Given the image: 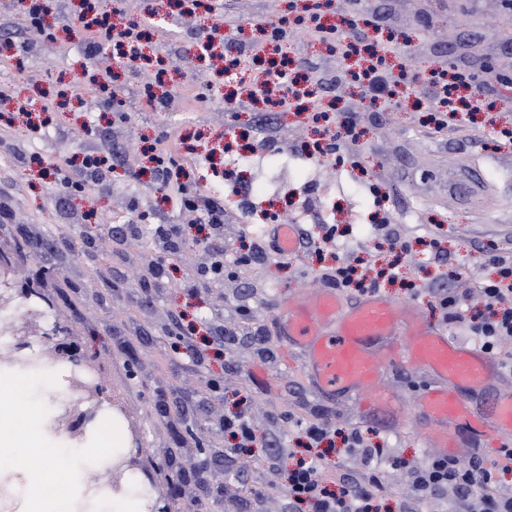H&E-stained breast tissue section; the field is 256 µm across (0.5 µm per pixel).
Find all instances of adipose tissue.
<instances>
[{
  "instance_id": "adipose-tissue-1",
  "label": "adipose tissue",
  "mask_w": 512,
  "mask_h": 512,
  "mask_svg": "<svg viewBox=\"0 0 512 512\" xmlns=\"http://www.w3.org/2000/svg\"><path fill=\"white\" fill-rule=\"evenodd\" d=\"M44 420L41 402L0 400V460L17 458L23 478L15 482L14 488L26 512H56L54 499L42 494V484L53 483L60 491L71 493L80 483L79 459H72L65 469L57 466V459L66 456L67 451L49 446Z\"/></svg>"
}]
</instances>
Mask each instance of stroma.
Segmentation results:
<instances>
[{"label": "stroma", "instance_id": "35a3bbf8", "mask_svg": "<svg viewBox=\"0 0 512 512\" xmlns=\"http://www.w3.org/2000/svg\"><path fill=\"white\" fill-rule=\"evenodd\" d=\"M47 6L51 34L46 37L29 28L19 0L0 5V37L11 41L20 59L15 67L0 62V201L11 212L9 222L0 223V244L16 248L29 229L64 242L87 240L84 251L67 255L61 272L43 278L41 292L48 317L68 323L86 356L100 366L113 399L125 408L127 415L116 426L126 451L139 455L143 482L167 491L172 466L202 460L207 488L195 486L172 497L171 512H288L284 453L272 458L260 446L233 466L224 464L228 442L213 415L237 411L243 403L259 435L276 440L284 451L296 445L297 419L323 415L337 427L361 429L388 456L425 462L432 445L414 422L392 431L350 405L325 402L310 386L301 359L271 330L277 297L325 287L323 275L335 259L320 261L302 251L241 265L243 231L263 219L228 210L224 236L213 243L224 253V279L187 296L181 283L195 277L201 258L193 245L200 236L193 215L163 197L151 175L135 177L129 168L141 165L144 150L175 132L197 147L219 133L243 134L262 163L233 170V179L247 191L266 189L272 211L299 218L301 229L310 232L354 217L344 250L363 260L366 276L393 259L367 239L368 225H395L415 242V264L402 275L416 279L420 297L396 284L380 292L414 300L423 322L442 326L426 295L440 276L426 240L440 238L450 256L466 258L475 279L491 274L492 251L512 250V141L497 135L502 127L512 128V98L504 86L483 77L489 64L508 61L512 11L502 0H322L320 13L331 24L350 13L358 36L386 33L393 66H404L417 78L403 93L369 105L351 75V57L313 33L291 31L286 54L292 70L306 76L318 101L358 114V139L340 142L349 164L335 168L301 158L317 138L309 113L282 110L272 124L261 125L265 107L245 99L229 109L224 78L196 58L198 43L215 25L241 49L240 71L258 77L262 65L254 54L263 31L290 16L289 0H205L191 13L180 0H167L164 18L154 21L147 0H101L114 20L147 21L143 43L153 62L135 66L120 63L111 44L96 55L85 54V35L75 21L80 0H48ZM447 66L476 73L473 90L491 109L472 119L456 116L439 131L428 122L433 100L427 78ZM167 90L177 91L173 102H166ZM29 100L40 103L38 115L45 120L36 133L23 129L17 112ZM115 145L127 147V164L114 165L63 207L37 168L26 165L39 154L72 173L84 153L104 156ZM115 224L139 225L140 245L91 247V240L107 238ZM159 224L181 225L187 247L171 261L164 282L143 289L123 273L151 261L149 247ZM170 311L184 313L197 329L221 320L240 335L225 346L223 357L197 365L190 352L175 349L165 320ZM261 325L269 329L265 354L250 337ZM68 374L41 362L24 371L0 367V380L17 384L20 398L33 386L42 396L61 391ZM212 379L223 380V392L210 389Z\"/></svg>", "mask_w": 512, "mask_h": 512}]
</instances>
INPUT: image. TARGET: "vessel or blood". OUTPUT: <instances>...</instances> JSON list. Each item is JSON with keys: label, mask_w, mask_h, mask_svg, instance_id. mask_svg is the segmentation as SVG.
Listing matches in <instances>:
<instances>
[{"label": "vessel or blood", "mask_w": 512, "mask_h": 512, "mask_svg": "<svg viewBox=\"0 0 512 512\" xmlns=\"http://www.w3.org/2000/svg\"><path fill=\"white\" fill-rule=\"evenodd\" d=\"M271 236L278 254L297 252L298 225H273ZM273 324L283 346L302 357L312 388L327 402L351 404L366 417L383 414L392 430L413 419L446 457L458 456L464 423L477 433L512 440V390L496 386L497 360L426 326L411 302L373 293L351 302L336 289L322 288L280 299ZM387 370L423 377L414 405L380 388Z\"/></svg>", "instance_id": "b4317fda"}]
</instances>
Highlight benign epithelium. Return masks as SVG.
<instances>
[{
    "instance_id": "obj_1",
    "label": "benign epithelium",
    "mask_w": 512,
    "mask_h": 512,
    "mask_svg": "<svg viewBox=\"0 0 512 512\" xmlns=\"http://www.w3.org/2000/svg\"><path fill=\"white\" fill-rule=\"evenodd\" d=\"M32 280L30 263L15 260L0 248V313L7 314L3 332L9 338V343L0 349V362L25 368L30 365L29 351L36 347L43 362L70 367L65 395L52 399L49 427L78 444L102 413L116 412L118 408L112 404L103 376L87 360L67 323L59 319L46 323L45 310L29 303ZM137 466L133 456L114 457L105 466L106 488L120 490L127 474ZM168 501L158 492L151 494L144 502L145 512H170Z\"/></svg>"
}]
</instances>
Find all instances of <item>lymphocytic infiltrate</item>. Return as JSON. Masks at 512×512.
Wrapping results in <instances>:
<instances>
[{"instance_id": "f902f5d3", "label": "lymphocytic infiltrate", "mask_w": 512, "mask_h": 512, "mask_svg": "<svg viewBox=\"0 0 512 512\" xmlns=\"http://www.w3.org/2000/svg\"><path fill=\"white\" fill-rule=\"evenodd\" d=\"M140 33L134 25L115 23L108 18H93L86 26L88 49L112 43L122 47L123 58L136 60L139 56ZM474 82L473 75L447 71L432 72L429 80L434 89L437 109L445 113L472 112L465 90ZM103 161L95 154L85 155L78 170V180H71L53 165H45L44 174L50 175L58 190L60 202H67L70 195L81 190L83 184L98 180ZM185 239L180 225L159 224L155 227V258L146 268L133 272L137 281L164 276L169 259L184 247ZM433 259L447 265L448 281L431 288L433 303L445 322L460 324L469 330L486 351L498 349L501 343L512 340V255L496 253L490 262L496 267L494 278L476 281L474 287H461L466 273L464 262L452 263L443 248H436ZM224 434L232 441L231 455L248 452L255 444H263L270 455H278L276 441L259 440L247 410L220 416ZM302 433L305 451L289 449L291 467L286 478L285 490L293 512H382L384 467L405 469L409 472L407 500L449 499L451 512H512V495L500 490L499 473L512 471V448L502 449L498 462L486 467L480 456L466 460L434 457L423 465L394 458L386 459L385 450L373 447L361 431L352 429L338 432L336 427L323 419L306 421ZM341 436L346 452L352 453L357 466L334 470L326 454L316 447Z\"/></svg>"}]
</instances>
